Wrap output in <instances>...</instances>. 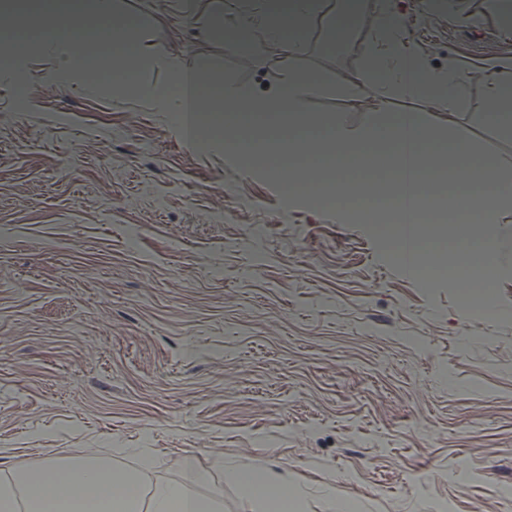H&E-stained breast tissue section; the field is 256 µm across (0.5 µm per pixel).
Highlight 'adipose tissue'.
<instances>
[{
	"mask_svg": "<svg viewBox=\"0 0 512 512\" xmlns=\"http://www.w3.org/2000/svg\"><path fill=\"white\" fill-rule=\"evenodd\" d=\"M256 19L243 18L236 30L243 37L260 35L265 45L288 49L298 55L306 49V23L316 7L315 0H287L284 9L271 0H256ZM376 15L366 25L367 15ZM0 43L10 49L9 62L0 69L1 79L26 72L34 59L47 57L54 63V77L81 81L88 90L101 83L95 72L103 68L116 46L128 48L117 65L129 74L128 88L169 113L183 124L186 113L240 109L253 123V130L230 126L225 134L194 132L191 145L230 155L288 153L303 165L314 166L323 154L349 157L351 170L372 169L379 160L391 157L397 170L396 202L407 222H414L423 205L420 187L432 169L427 157L450 149L457 168L474 184L473 194L449 199L448 207L459 220L496 224L503 213L512 211V155L502 154L486 162H472L473 148L462 141L446 142L443 131L454 128L462 112V90L468 81L456 67L430 68L415 44L406 37V27L391 0H348L337 24L339 39H346L354 25H366L355 63L338 91L349 97L375 91L378 105L371 121L357 132H349L337 118L322 120L306 113L303 102L314 87L312 76L289 72L270 94L255 95L249 89L225 85L223 94L212 98L204 93L203 74L210 61L198 55L192 63L171 62V85L159 89L136 81L142 64L137 51L128 47V32L136 25H161L160 17L148 14L130 18L113 8L112 0H0ZM485 98L482 122L501 136L512 138V53L495 57L480 74ZM415 100L419 109L392 113L390 102ZM512 251V240L486 235L474 248L472 264L450 272L454 285L476 279L498 281L500 258ZM136 470H119L88 452L65 461L48 459L34 467L14 470L0 482V512H220L217 498L199 495L197 486L207 480L194 462H187L177 482H159L142 488V475L153 470L158 460L140 449ZM228 480L247 490L264 512H286L290 493L259 470L235 468Z\"/></svg>",
	"mask_w": 512,
	"mask_h": 512,
	"instance_id": "obj_1",
	"label": "adipose tissue"
}]
</instances>
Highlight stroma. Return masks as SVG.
<instances>
[{
    "instance_id": "35a3bbf8",
    "label": "stroma",
    "mask_w": 512,
    "mask_h": 512,
    "mask_svg": "<svg viewBox=\"0 0 512 512\" xmlns=\"http://www.w3.org/2000/svg\"><path fill=\"white\" fill-rule=\"evenodd\" d=\"M164 26L128 33L141 82L209 49L205 80L266 94L288 71L322 85L304 107L370 118L372 97L336 92L355 60L327 53L337 0H319L307 49L232 50L184 17L182 0H116ZM417 47L469 69L452 130L477 154L512 153L483 124L477 74L512 52L499 0H454ZM39 61L0 82V481L85 450L158 458L144 484L193 460L223 512H255L227 469H258L299 493L298 512H512V256L492 317L458 290L382 256L369 224L289 202L280 183L224 152L187 146L168 113L103 80L66 85Z\"/></svg>"
}]
</instances>
